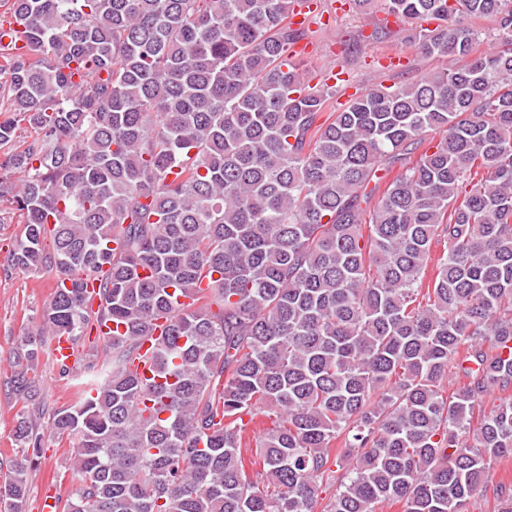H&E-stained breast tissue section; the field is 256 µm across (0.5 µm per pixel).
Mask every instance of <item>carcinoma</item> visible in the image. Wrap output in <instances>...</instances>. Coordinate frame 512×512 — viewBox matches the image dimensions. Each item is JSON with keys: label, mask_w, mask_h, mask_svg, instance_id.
<instances>
[{"label": "carcinoma", "mask_w": 512, "mask_h": 512, "mask_svg": "<svg viewBox=\"0 0 512 512\" xmlns=\"http://www.w3.org/2000/svg\"><path fill=\"white\" fill-rule=\"evenodd\" d=\"M383 2L458 65L329 112L299 0H0V224L59 277L18 395L47 340L103 341L52 417L62 512H512V3ZM42 438L19 410L22 457ZM27 494L17 462L0 505ZM269 426H270V420L263 415H259L254 421V429L252 430L251 433H249L250 439H252V441H251L252 448H249V451L246 453L244 451L245 465L249 469L259 470L260 467H262V465H260V461H258V458L255 455V448H256V445H258L260 440L262 439L263 431H265V429ZM250 450H252V451H250ZM254 461L256 462L255 465L250 464V462H254Z\"/></svg>", "instance_id": "obj_1"}]
</instances>
